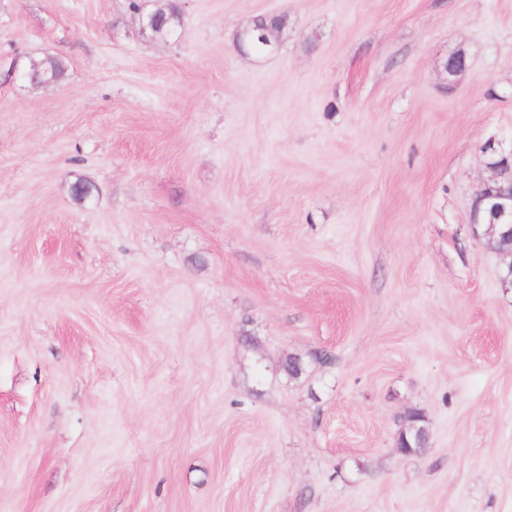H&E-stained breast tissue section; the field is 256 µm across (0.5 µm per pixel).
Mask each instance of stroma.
Here are the masks:
<instances>
[{
	"mask_svg": "<svg viewBox=\"0 0 512 512\" xmlns=\"http://www.w3.org/2000/svg\"><path fill=\"white\" fill-rule=\"evenodd\" d=\"M179 3L0 0V512H512V0ZM153 4V8L143 10L139 0H130L129 7L133 12L142 11L151 14L154 21V39L166 42L178 35L182 26L181 8L174 0H164ZM287 24L288 17L284 14L256 17L243 27V29L248 28L251 31V39L244 44L241 43L242 48L237 47V49L241 54L247 56V53L257 57L268 55L272 51V47L267 45V40L271 38L274 29L282 31ZM488 155L486 178L472 203L473 223L497 228L500 240L512 241V144L510 150L490 142L485 146Z\"/></svg>",
	"mask_w": 512,
	"mask_h": 512,
	"instance_id": "stroma-1",
	"label": "stroma"
}]
</instances>
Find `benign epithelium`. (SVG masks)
Here are the masks:
<instances>
[{
	"mask_svg": "<svg viewBox=\"0 0 512 512\" xmlns=\"http://www.w3.org/2000/svg\"><path fill=\"white\" fill-rule=\"evenodd\" d=\"M442 69L456 77L467 69L462 51L446 57ZM488 155L486 178L472 203V218L476 225L487 224L498 229L500 240L512 241V149L504 150L490 142L485 146Z\"/></svg>",
	"mask_w": 512,
	"mask_h": 512,
	"instance_id": "obj_1",
	"label": "benign epithelium"
}]
</instances>
